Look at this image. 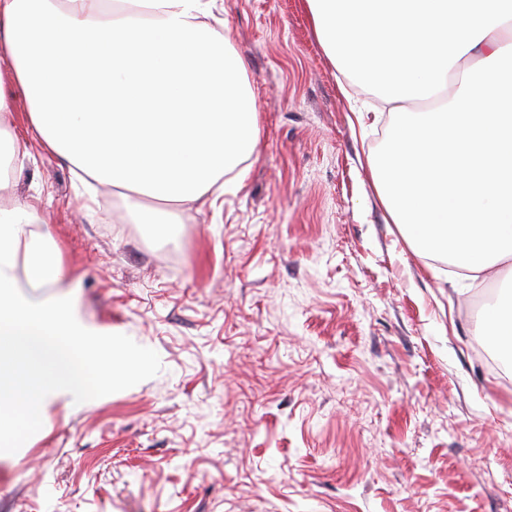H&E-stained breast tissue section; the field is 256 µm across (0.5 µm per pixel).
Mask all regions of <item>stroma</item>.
<instances>
[{"label": "stroma", "mask_w": 512, "mask_h": 512, "mask_svg": "<svg viewBox=\"0 0 512 512\" xmlns=\"http://www.w3.org/2000/svg\"><path fill=\"white\" fill-rule=\"evenodd\" d=\"M259 157L174 239L87 215L35 139L12 199L50 224L81 316L149 355L138 379L0 448V512H512V367L480 350L501 280L417 255L365 158L389 114L300 0H217ZM371 112L352 128V99Z\"/></svg>", "instance_id": "1"}]
</instances>
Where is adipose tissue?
<instances>
[{
	"instance_id": "ef3b65f1",
	"label": "adipose tissue",
	"mask_w": 512,
	"mask_h": 512,
	"mask_svg": "<svg viewBox=\"0 0 512 512\" xmlns=\"http://www.w3.org/2000/svg\"><path fill=\"white\" fill-rule=\"evenodd\" d=\"M0 0V59L26 95L29 138L0 124V188L29 139L96 185L123 190L133 224L164 232L255 160L256 99L215 0ZM313 31L350 83L395 120L368 154L374 188L416 253L478 279L512 264V0H305ZM470 61L447 92L448 71ZM436 100L407 112L406 101ZM59 249L35 206L0 209V442L36 429L54 402L98 397L150 362L76 312ZM487 342L512 354V277L487 305Z\"/></svg>"
}]
</instances>
